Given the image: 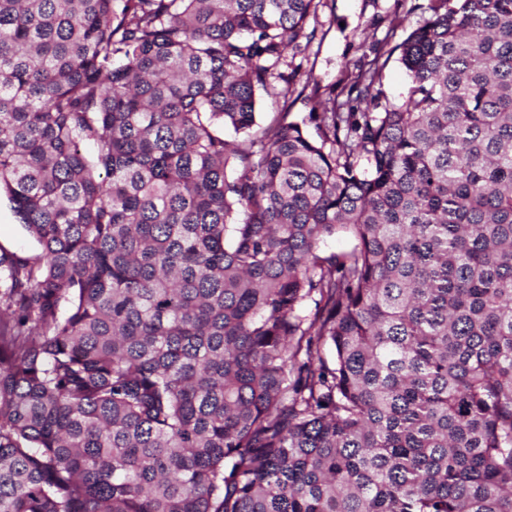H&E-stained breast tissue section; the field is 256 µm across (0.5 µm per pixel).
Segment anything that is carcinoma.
<instances>
[{
  "label": "carcinoma",
  "mask_w": 512,
  "mask_h": 512,
  "mask_svg": "<svg viewBox=\"0 0 512 512\" xmlns=\"http://www.w3.org/2000/svg\"><path fill=\"white\" fill-rule=\"evenodd\" d=\"M321 4L0 0V512H512V0ZM316 18L310 17L309 29L317 28L316 38L302 54L292 59V52L287 54V61L292 66H299L301 82L299 91L305 81L310 86L296 99L295 92L289 99V112H313L314 101L311 100L312 84L318 83L320 93L343 78L347 68L373 57V51L386 52L392 46L402 42L421 18L420 11L408 13L414 3L410 0H323ZM405 16V17H404ZM404 17L402 26L391 32V20ZM344 22V27H341ZM388 42V44H386ZM397 58L395 53L388 63L384 77V88L388 95L393 97L405 92L404 69ZM0 246L21 256L33 255L39 251L37 243L18 223L8 202L3 198L0 203Z\"/></svg>",
  "instance_id": "carcinoma-1"
}]
</instances>
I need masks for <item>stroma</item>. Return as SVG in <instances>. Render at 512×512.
<instances>
[{
  "instance_id": "obj_1",
  "label": "stroma",
  "mask_w": 512,
  "mask_h": 512,
  "mask_svg": "<svg viewBox=\"0 0 512 512\" xmlns=\"http://www.w3.org/2000/svg\"><path fill=\"white\" fill-rule=\"evenodd\" d=\"M410 6V0H324L310 21L317 29L314 41L292 63L302 79L328 90L363 56L387 51L406 38L421 18ZM396 17L403 20L397 28L391 25Z\"/></svg>"
}]
</instances>
